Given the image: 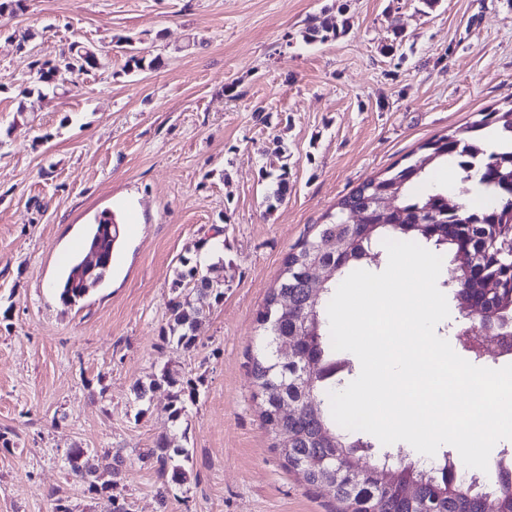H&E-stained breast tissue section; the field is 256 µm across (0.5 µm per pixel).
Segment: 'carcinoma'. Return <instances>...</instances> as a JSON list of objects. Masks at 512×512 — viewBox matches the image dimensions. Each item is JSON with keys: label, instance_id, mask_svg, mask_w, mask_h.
Masks as SVG:
<instances>
[{"label": "carcinoma", "instance_id": "cac0c4a2", "mask_svg": "<svg viewBox=\"0 0 512 512\" xmlns=\"http://www.w3.org/2000/svg\"><path fill=\"white\" fill-rule=\"evenodd\" d=\"M336 29L327 22L310 25L304 38L324 41ZM78 63V75L87 74L103 65L101 54L92 46L76 44L67 57L36 62L37 94L52 93L64 87V76L76 75L70 69L71 61ZM499 142L495 151H487L484 143L488 134ZM427 163L421 168L408 164L376 179H371L353 190L338 203L329 222L317 225L310 239L302 241L288 253L277 287L266 299L259 312L258 322L263 329L261 343L250 357L251 372L260 394L270 393L263 402L262 423L274 438L273 447L280 449L285 465L296 471L304 482L319 486V462L326 456H336L345 470L359 465L361 452L368 444L353 440L334 421L330 404L325 399L329 390L336 388V351L330 341L329 319L324 302L335 294L340 281L359 269L366 261L377 257L374 249L384 239L404 241L422 240L451 254V265L446 281L454 288L463 283L471 286L469 298L485 305L500 300L512 313V254L499 252L495 237H512V108L504 111L480 113V118L437 137L423 145ZM453 160L463 173L462 181L472 182L483 190L481 197H468V189L448 186L436 180L439 166ZM273 177V197L277 200L288 192V164H282ZM382 196L396 188L400 204L385 220H380L376 208L361 199V190ZM458 209H448V201ZM365 211L366 227L351 237L348 225L357 220L356 212ZM120 235L119 225L112 215L104 213L93 225L86 239L85 249L99 254L93 267L84 265L79 256L71 263L64 278L59 297L66 304L82 300L90 290L98 287L112 267L113 247ZM207 250L217 256L211 264L193 265L178 274L173 288L177 295L171 300L169 331L164 341L189 350L195 346V335L200 319L224 297V280L214 272L224 265V242L213 240ZM320 260L331 263L333 277L322 285L304 287L309 265ZM288 294L292 307L283 311L278 304L282 294ZM298 339L301 357L316 368L312 391L305 394L294 384L293 369L276 359L271 337L276 334ZM167 384L173 388L170 416L177 422L186 412V403L196 398L197 385L191 379L181 380L169 369H164L153 384ZM286 393L296 402L297 416L276 415V395ZM87 448L78 446L65 453L70 472L87 485L93 498L104 502V512H126L115 506L112 481H100L99 468L89 465ZM147 455L159 464L160 477L182 481L186 471L172 464L174 457L186 455L185 449L173 446L165 438L150 448ZM416 491L411 496L393 494L387 498V512H512V492L498 486L479 487L472 481L454 475L451 465L418 466L413 472ZM338 512H365V498L378 492L375 485L364 491V497L348 496L343 485L332 487Z\"/></svg>", "mask_w": 512, "mask_h": 512}]
</instances>
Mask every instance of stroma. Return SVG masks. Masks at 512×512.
I'll return each instance as SVG.
<instances>
[{
	"label": "stroma",
	"mask_w": 512,
	"mask_h": 512,
	"mask_svg": "<svg viewBox=\"0 0 512 512\" xmlns=\"http://www.w3.org/2000/svg\"><path fill=\"white\" fill-rule=\"evenodd\" d=\"M316 20L336 37L306 41ZM118 35L160 66L128 69ZM76 42L102 67L34 95L35 61ZM510 108L512 0H25L0 18V512H101L64 461L73 445L120 457L127 512H336L262 425L258 314L342 198ZM104 211L111 274L63 304L59 257ZM218 231L224 298L183 350L163 340L173 281ZM166 367L198 385L177 424L152 384ZM173 431L187 477L166 485L146 452Z\"/></svg>",
	"instance_id": "1"
}]
</instances>
